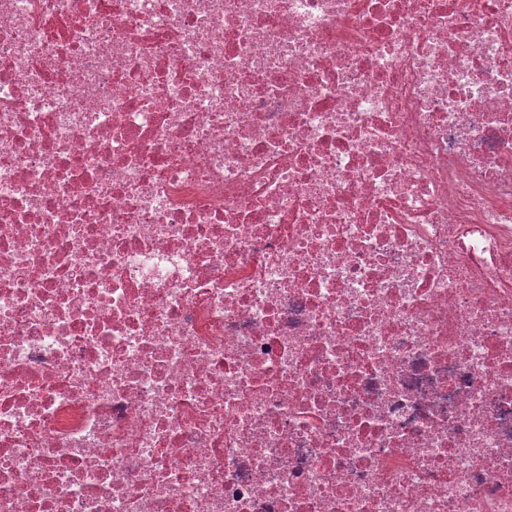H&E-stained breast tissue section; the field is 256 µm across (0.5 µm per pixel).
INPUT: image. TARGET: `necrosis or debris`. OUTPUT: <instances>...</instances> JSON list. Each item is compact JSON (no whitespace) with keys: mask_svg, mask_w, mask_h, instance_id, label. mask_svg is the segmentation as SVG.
<instances>
[{"mask_svg":"<svg viewBox=\"0 0 512 512\" xmlns=\"http://www.w3.org/2000/svg\"><path fill=\"white\" fill-rule=\"evenodd\" d=\"M0 512H512V0H0Z\"/></svg>","mask_w":512,"mask_h":512,"instance_id":"4bbe7bcc","label":"necrosis or debris"}]
</instances>
